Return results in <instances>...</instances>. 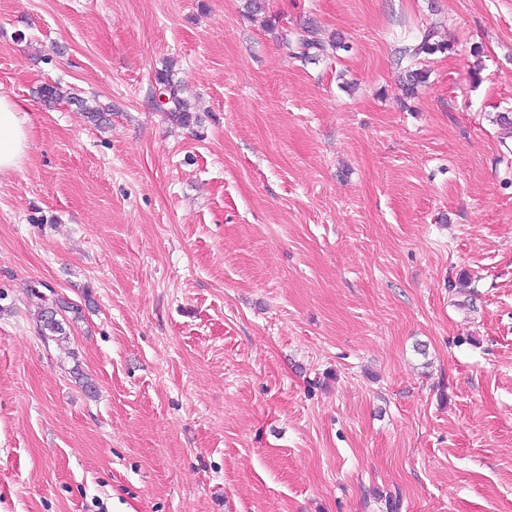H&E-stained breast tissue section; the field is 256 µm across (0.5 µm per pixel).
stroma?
Instances as JSON below:
<instances>
[{"label":"stroma","mask_w":512,"mask_h":512,"mask_svg":"<svg viewBox=\"0 0 512 512\" xmlns=\"http://www.w3.org/2000/svg\"><path fill=\"white\" fill-rule=\"evenodd\" d=\"M263 6L0 0V512H512V0ZM283 45L291 58L298 59L301 62L327 55L329 50L333 53L348 48L341 40L323 41L319 37L318 29L313 25L301 28L293 39H288L286 35ZM437 32L434 28H426L412 39L401 41L396 51V65L404 73L403 84L405 94L414 96L417 89L426 83L427 73L418 68L422 55L445 53L449 49L448 42L436 40ZM157 80L163 86L164 94L167 96V102L164 103L165 107L159 111L164 112L166 117L176 119L181 124L187 126L192 119V112L179 96L178 85L173 83L168 74L159 75ZM23 107L0 95V175H7L21 164L27 148ZM60 312V313H59ZM67 314H70L68 317L72 323L78 322L82 319V310L79 306L74 305L73 303L66 301L64 299H58L55 301V307H44L40 308L39 311V322L40 331L42 336L47 339L48 336L57 337L60 339L61 335H65V329L63 327V323L68 321ZM60 315L62 320H59L57 316ZM66 322H63L65 321ZM49 333L50 335H48ZM56 339V340H57Z\"/></svg>","instance_id":"obj_1"}]
</instances>
